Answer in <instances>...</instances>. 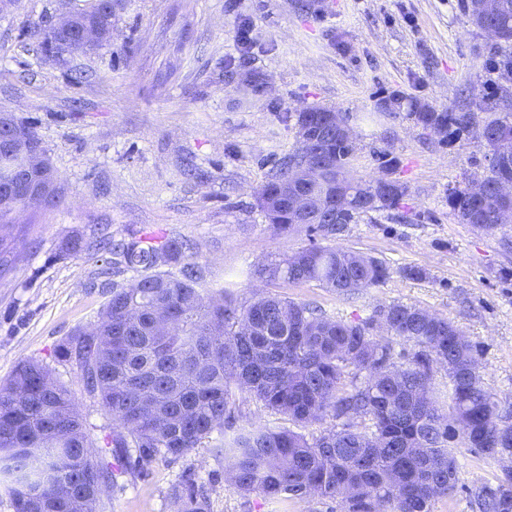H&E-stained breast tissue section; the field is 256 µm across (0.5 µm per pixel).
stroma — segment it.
Masks as SVG:
<instances>
[{
    "instance_id": "35a3bbf8",
    "label": "stroma",
    "mask_w": 512,
    "mask_h": 512,
    "mask_svg": "<svg viewBox=\"0 0 512 512\" xmlns=\"http://www.w3.org/2000/svg\"><path fill=\"white\" fill-rule=\"evenodd\" d=\"M86 0H20L0 12V113L34 122L64 198L55 208L16 211L0 235L17 257L0 278V385L34 360L75 398L92 453L115 466L96 512H173L172 486L191 472L209 485L211 512H329L313 498L242 495L212 480L223 463L212 442L153 463L140 475L118 468L106 443L109 413L84 389L80 370L57 350L92 331L113 283L104 256L56 255L58 242L102 226L123 237L153 232L183 241L205 270V291L232 289L241 304L278 294L362 322L382 305H415L448 317L479 346L485 386L512 397V230L459 223L452 188L481 175L489 149L477 130L442 138L417 124L421 105L505 116L495 43L476 28L463 0H115L109 45L60 62L22 36L26 21L60 16ZM248 27L247 43L237 32ZM256 77L260 92L246 86ZM400 94V111L383 106ZM340 112L357 151L351 172L385 173L407 194L400 209L347 225L338 245L383 262L388 278L348 297L316 284L288 286L258 275L268 262L308 245L306 234L273 236L257 188L297 146L286 113L306 106ZM411 221H402V214ZM458 463L452 496L434 512H478L468 494L494 482L498 460L451 442Z\"/></svg>"
}]
</instances>
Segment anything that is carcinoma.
<instances>
[{"label": "carcinoma", "instance_id": "obj_1", "mask_svg": "<svg viewBox=\"0 0 512 512\" xmlns=\"http://www.w3.org/2000/svg\"><path fill=\"white\" fill-rule=\"evenodd\" d=\"M485 16L466 4L480 30L500 33L499 46L512 45V0H496ZM111 0H90L75 12L99 27L98 47L109 43ZM24 35L59 60L70 39L30 21ZM417 122L437 132L467 130L475 113L414 112ZM323 107H307L294 121L297 140L322 149L325 181L351 165L356 138L328 128ZM490 149L486 174L453 188L448 204L460 223L486 232L503 227L500 186L512 183V121L497 118L479 128ZM294 151L256 192L271 195L288 178ZM407 193L398 180L375 187L364 182L329 222L294 224L282 205L268 220L276 235L302 230L313 241L260 272L271 282L315 283L351 296L384 282L386 265L357 251L331 246L344 226L371 212L397 209ZM61 256L91 251L109 255L133 273L98 314L95 333L75 334L58 356L78 365L86 392L112 415L116 430L107 444L125 469L144 472L159 457L179 458L217 432L214 445L224 474L246 495L270 499L317 497L338 512H433L455 491L457 460L448 443L458 441L476 454L512 458V403L490 393L480 373L479 350L451 319L415 305L390 303L370 321L345 323L308 303L260 295L236 304L230 289L203 296L202 267L185 256L175 238L75 232L57 247ZM383 321L384 336H374ZM404 345L395 351L394 342ZM446 372L448 393L433 388ZM247 393L288 418L289 428L246 423L224 433L236 393ZM328 417L338 423L316 436L300 429ZM0 477L13 503L31 492L49 495L57 485L83 490L104 485L114 471L89 450L81 415L71 392L51 379L38 362L19 364L0 387ZM479 512H512V470L494 484L469 490ZM174 512H210L206 484L187 475L173 486Z\"/></svg>", "mask_w": 512, "mask_h": 512}]
</instances>
